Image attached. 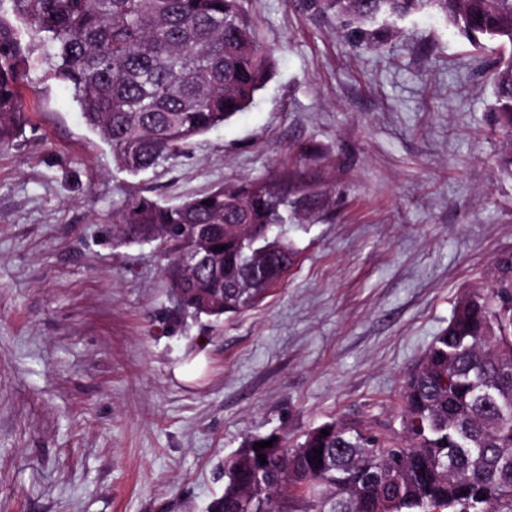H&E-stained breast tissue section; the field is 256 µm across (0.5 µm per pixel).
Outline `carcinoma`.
<instances>
[{
  "mask_svg": "<svg viewBox=\"0 0 512 512\" xmlns=\"http://www.w3.org/2000/svg\"><path fill=\"white\" fill-rule=\"evenodd\" d=\"M54 49L52 75L84 121L130 173L181 154L197 136L246 110L270 58L244 0H13ZM347 21L364 43L382 16L427 12L476 46L509 48L491 75L502 165L512 171V0H303ZM28 49L0 16V149L24 125ZM288 195L254 180L220 185L178 205L146 197L116 204L113 229L154 243L170 297L185 314H236L287 276L295 258L282 232ZM199 257L189 269L182 258ZM400 429L388 437L326 422L292 447L255 435L224 464L209 512H277L287 491L308 512H512V260L496 285L456 303L448 326L404 381ZM327 430L328 435L321 434ZM272 441L259 451L258 442ZM322 451L321 461L314 460ZM266 463H260L257 454Z\"/></svg>",
  "mask_w": 512,
  "mask_h": 512,
  "instance_id": "carcinoma-1",
  "label": "carcinoma"
}]
</instances>
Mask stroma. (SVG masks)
<instances>
[{
    "label": "stroma",
    "mask_w": 512,
    "mask_h": 512,
    "mask_svg": "<svg viewBox=\"0 0 512 512\" xmlns=\"http://www.w3.org/2000/svg\"><path fill=\"white\" fill-rule=\"evenodd\" d=\"M245 9L264 87L132 175L0 0L31 62L23 133L0 150V512H207L248 436L388 434L461 293L512 258L492 55L429 14L374 23L373 52L298 0ZM259 178L298 202L294 266L249 311L184 315L153 244L114 235L116 203Z\"/></svg>",
    "instance_id": "obj_1"
}]
</instances>
